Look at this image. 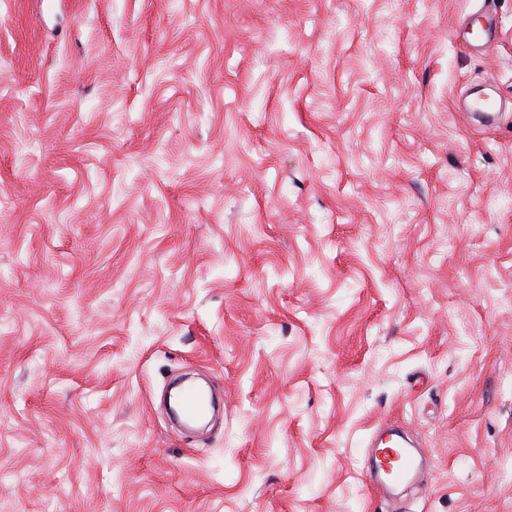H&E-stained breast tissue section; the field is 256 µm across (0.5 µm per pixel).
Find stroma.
Wrapping results in <instances>:
<instances>
[{"mask_svg":"<svg viewBox=\"0 0 512 512\" xmlns=\"http://www.w3.org/2000/svg\"><path fill=\"white\" fill-rule=\"evenodd\" d=\"M0 512H512V0H0ZM483 14L484 15H480V18L483 19V23H480V28L482 32L480 39H475L473 37L472 31H470L469 26L465 28L459 27L458 29H456L453 33L454 38L458 42L472 47H475L476 45L483 41V45L489 44L495 35L496 27L495 23L493 22L492 14L489 11H484ZM458 108L468 115L480 117L485 124H491L498 119L500 105L492 93H484V96L472 99L464 105L458 104ZM391 448H387L388 457L395 458V462L399 465L394 471H389L384 477L377 475L372 476V484L376 486L382 494L389 491L392 486L409 484L417 481L421 476V467L418 458L413 450L406 448V446L399 440H395V434H388Z\"/></svg>","mask_w":512,"mask_h":512,"instance_id":"35a3bbf8","label":"stroma"}]
</instances>
